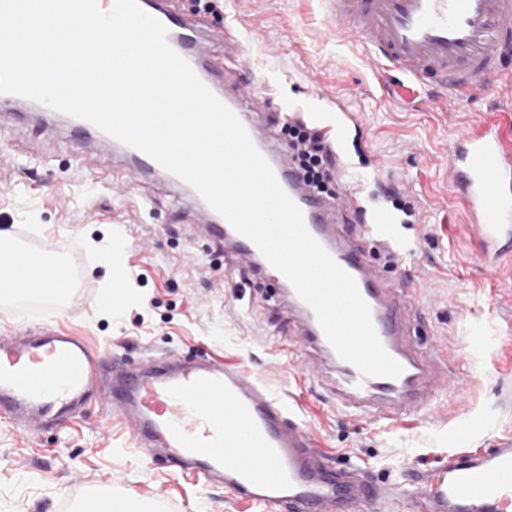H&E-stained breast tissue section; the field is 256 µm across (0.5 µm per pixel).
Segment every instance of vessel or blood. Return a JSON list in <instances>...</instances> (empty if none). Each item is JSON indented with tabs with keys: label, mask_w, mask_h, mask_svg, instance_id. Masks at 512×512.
Segmentation results:
<instances>
[{
	"label": "vessel or blood",
	"mask_w": 512,
	"mask_h": 512,
	"mask_svg": "<svg viewBox=\"0 0 512 512\" xmlns=\"http://www.w3.org/2000/svg\"><path fill=\"white\" fill-rule=\"evenodd\" d=\"M138 4L166 27L172 49L242 122L281 188L301 209L309 233L354 278L381 344L403 368L395 378L361 377L338 357L313 310L282 276L279 286L296 313L291 347L300 351L314 346L322 353L312 364L296 361L295 373L320 382L325 368L333 367L336 378L329 390L338 410L356 419L408 426L415 411L455 378L442 343L420 353L405 341L407 312L419 309L422 283L395 284L365 256V242L386 237L389 215L366 210L350 182H341L335 199L323 198L301 177L278 133L263 129L261 116L272 111V99L256 88L241 44L227 42L228 34L239 30L236 15L226 14L217 26L203 18L175 17L170 0ZM336 32L358 40L379 68L400 71L441 103L460 107L495 96L501 112H512V73L502 67L503 55L512 50V0H336ZM219 48L231 54L234 81H225L221 68L209 61ZM3 109L83 134L82 154L117 151L132 181L186 187L145 153L87 120L15 94H0ZM446 153L448 188L468 216L467 235L490 255L489 271L497 273L512 262V137L504 133L499 114L487 115L453 136ZM203 212L204 235L234 251L258 274L272 273L250 239L211 207ZM342 224L358 225V238L344 237L338 230ZM74 282L75 267L56 239L31 244L18 233L0 243L1 299L68 310L76 304ZM100 358L86 340L54 326L24 341L13 333L1 334L0 412L25 431L38 430L43 421L81 403ZM108 402L146 459L166 452L207 481L222 483L241 503L284 504L289 512H345L361 503L368 512H385L403 496L409 512H512L508 435L489 448L457 450L408 494L397 486L374 485L364 466L328 469L315 452L312 430L292 405L236 366L213 360L185 365L175 355L164 362L149 357L113 382Z\"/></svg>",
	"instance_id": "1"
}]
</instances>
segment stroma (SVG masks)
Masks as SVG:
<instances>
[{"label":"stroma","instance_id":"1","mask_svg":"<svg viewBox=\"0 0 512 512\" xmlns=\"http://www.w3.org/2000/svg\"><path fill=\"white\" fill-rule=\"evenodd\" d=\"M250 36L247 59L258 89L279 107L324 112L317 90L340 99L356 121L342 125L331 149L337 169L359 182L370 209L390 211L396 237L419 245L418 262L388 263L380 245L369 262L406 284H427L408 339L420 350L448 349L458 387L438 390L407 429L357 421L338 412L330 392L297 378L285 346L292 316L274 279L257 276L208 239L189 241L195 216L152 185L125 194L99 188L122 169L84 164L72 140L0 112V232L23 225L67 245L78 270L79 305L51 313L91 341L111 374L150 355L174 354L239 365L303 413L328 466L363 463L375 482L411 489L438 460L458 448H486L512 433V356L488 350L471 329L494 317L512 337V268L488 282L472 256L467 216L447 200L445 148L497 99L482 97L453 112L405 77L383 72L355 41L336 33V0H235ZM212 0L208 20L223 24L231 6ZM406 186L419 202L415 223L394 210L384 188ZM445 196L435 206L436 196ZM150 207H143V199ZM111 294H104V280ZM132 495L162 512H287L236 503L223 485L187 473L165 456L148 460L127 425L92 390L77 414L22 433L0 413V512H76L100 493Z\"/></svg>","mask_w":512,"mask_h":512}]
</instances>
